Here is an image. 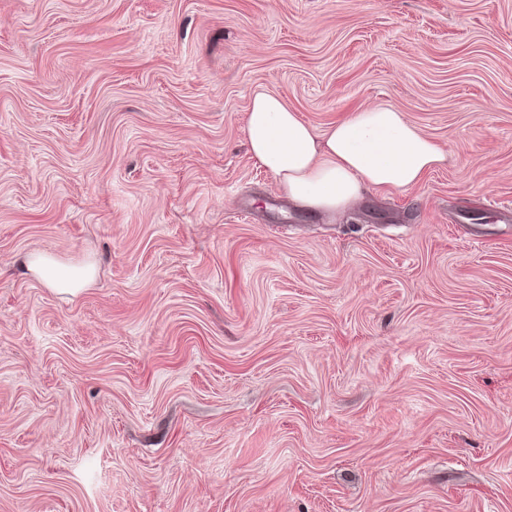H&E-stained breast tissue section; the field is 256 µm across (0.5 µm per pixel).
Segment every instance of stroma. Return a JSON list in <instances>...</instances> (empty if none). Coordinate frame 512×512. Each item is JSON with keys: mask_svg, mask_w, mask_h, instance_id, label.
Wrapping results in <instances>:
<instances>
[{"mask_svg": "<svg viewBox=\"0 0 512 512\" xmlns=\"http://www.w3.org/2000/svg\"><path fill=\"white\" fill-rule=\"evenodd\" d=\"M259 90L446 160L311 211ZM0 512H512V0H0ZM27 269L50 288L71 294L89 286L96 275V268L91 263L67 266L49 254L29 260Z\"/></svg>", "mask_w": 512, "mask_h": 512, "instance_id": "obj_1", "label": "stroma"}]
</instances>
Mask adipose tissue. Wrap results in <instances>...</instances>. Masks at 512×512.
I'll return each instance as SVG.
<instances>
[{
    "mask_svg": "<svg viewBox=\"0 0 512 512\" xmlns=\"http://www.w3.org/2000/svg\"><path fill=\"white\" fill-rule=\"evenodd\" d=\"M244 137L255 163L290 198L323 212L345 210L369 189L416 185L445 159L442 145L394 107L358 109L319 134L265 91L251 100ZM27 268L47 286L71 294L96 275L93 264L68 266L49 254L29 260Z\"/></svg>",
    "mask_w": 512,
    "mask_h": 512,
    "instance_id": "obj_1",
    "label": "adipose tissue"
}]
</instances>
